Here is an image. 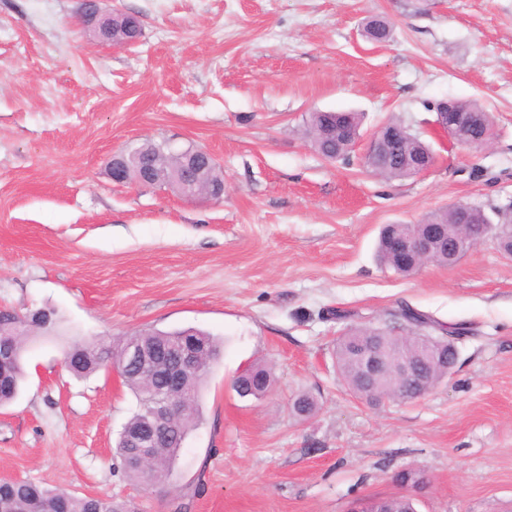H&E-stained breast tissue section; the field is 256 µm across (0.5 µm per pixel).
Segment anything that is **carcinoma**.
Wrapping results in <instances>:
<instances>
[{
	"label": "carcinoma",
	"mask_w": 512,
	"mask_h": 512,
	"mask_svg": "<svg viewBox=\"0 0 512 512\" xmlns=\"http://www.w3.org/2000/svg\"><path fill=\"white\" fill-rule=\"evenodd\" d=\"M364 31L366 38L372 42H383L390 33L388 23L379 17L369 19ZM326 121L327 115L322 112H313L309 116L306 135L311 144L316 149L322 147L327 151L336 152L338 160H349L350 154L337 147L336 140H322L321 131ZM495 215L498 217L497 227L502 234V239L498 240L499 248H512V238L509 237V233L512 232V204L504 209H495ZM427 224H446L449 230L438 251L434 252L427 262L436 265L450 264L449 257L455 253L459 245L467 242L468 227L461 222L456 208L450 206L428 215L423 224H406L404 228L411 233H421ZM392 231L393 225L390 224L380 233L377 257L382 266L404 276L406 272L397 267L391 251ZM389 319H403L412 330L404 334L384 336L378 332V327L370 323L359 324L350 327L336 344L338 372L354 392L361 389L351 360V352L358 344L374 339L394 356L406 357L415 355L426 345L422 334L415 331L419 326L431 330L438 329L446 336L454 335V331L436 326L435 322L415 314L409 307H400L390 312ZM41 329L43 325L31 322L25 316L0 310V341L11 342L24 350L32 333ZM192 332L193 335L187 337L183 330L167 332L149 328L131 335V339L147 351L165 346L173 353L178 345L190 338L205 346L209 353L208 362L185 377L179 413L171 429L157 436L148 457L139 458L132 448H115V457L119 460L126 479L131 483L154 487L168 482L173 475L182 442L200 422L199 391L211 365L219 357L222 345L204 330L194 328ZM123 349L121 343L112 346L101 341L76 343L66 354L65 363L76 375H89L106 367L108 361L122 365L121 376L124 384L135 395L138 403L142 404L160 386L161 380L151 372L122 361ZM420 374L431 390L448 377V369L442 364L431 362L420 367ZM24 379L23 354L16 353L4 358L3 364L0 365V406L10 404L18 396ZM270 384V372L262 366H254L239 374L234 379L233 387L242 397L257 398L267 392ZM369 395L371 404L377 405L386 396H401L408 400L419 396L420 391L403 383L394 373L386 371L373 382ZM0 512H137V506L133 501L119 497L79 495L26 480H14L0 482Z\"/></svg>",
	"instance_id": "carcinoma-1"
}]
</instances>
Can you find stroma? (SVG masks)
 Instances as JSON below:
<instances>
[{"label":"stroma","instance_id":"35a3bbf8","mask_svg":"<svg viewBox=\"0 0 512 512\" xmlns=\"http://www.w3.org/2000/svg\"><path fill=\"white\" fill-rule=\"evenodd\" d=\"M138 16L134 46L94 39L80 0H0V307L50 308L24 389L0 408V480L134 499L139 512H346L411 495L417 512H512V259L493 241L410 276L375 257L385 224L464 202L512 203V0H103ZM374 16L386 42L364 35ZM493 119L470 152L427 101ZM401 120L430 144L425 174L387 180L361 152L329 161L310 113ZM211 151L224 195L118 185L113 155L145 142ZM409 306L460 326L452 373L424 397L372 406L336 367L355 324ZM194 327L220 340L202 421L164 487L112 458L137 410L112 370L73 375L77 341ZM261 364L272 385L242 398ZM302 393L314 415L292 410ZM413 470L427 484L396 480ZM271 384L270 372L262 366H254L239 374L233 382L236 392L242 396L260 397Z\"/></svg>","mask_w":512,"mask_h":512}]
</instances>
